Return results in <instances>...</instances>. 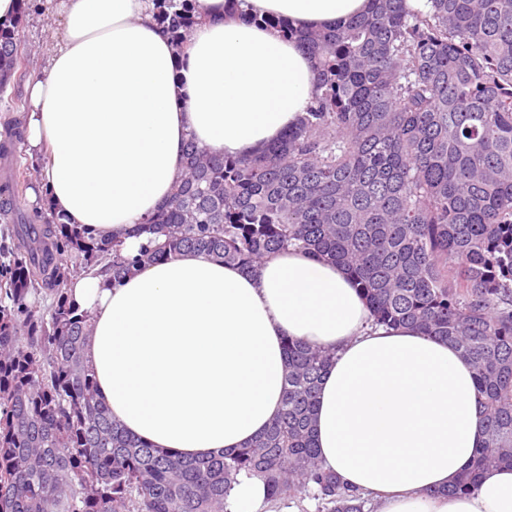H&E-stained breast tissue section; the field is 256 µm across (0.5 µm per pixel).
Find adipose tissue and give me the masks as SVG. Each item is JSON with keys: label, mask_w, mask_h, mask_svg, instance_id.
I'll return each mask as SVG.
<instances>
[{"label": "adipose tissue", "mask_w": 512, "mask_h": 512, "mask_svg": "<svg viewBox=\"0 0 512 512\" xmlns=\"http://www.w3.org/2000/svg\"><path fill=\"white\" fill-rule=\"evenodd\" d=\"M176 48L156 0H61L62 33L25 84L26 141L65 223L109 232L126 254L182 175L188 139L230 156L267 149L310 105L316 71L270 26H332L368 0H198ZM70 294L93 332L84 362L126 430L182 455L230 453L280 414L284 345L334 350L314 435L324 470L375 512H512V467L446 495L485 441L472 366L447 341L373 325L340 265L292 249L255 271L184 252L119 285L85 275ZM226 512H290L241 474Z\"/></svg>", "instance_id": "obj_1"}]
</instances>
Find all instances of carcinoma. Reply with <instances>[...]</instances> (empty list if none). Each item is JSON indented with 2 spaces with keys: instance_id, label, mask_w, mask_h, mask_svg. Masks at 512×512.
<instances>
[{
  "instance_id": "cac0c4a2",
  "label": "carcinoma",
  "mask_w": 512,
  "mask_h": 512,
  "mask_svg": "<svg viewBox=\"0 0 512 512\" xmlns=\"http://www.w3.org/2000/svg\"><path fill=\"white\" fill-rule=\"evenodd\" d=\"M0 27V96L25 77L24 19ZM173 40L197 0H164ZM317 69L299 124L262 155L187 140L183 176L133 233L136 256L60 217L40 215L4 266L0 292V512H224L245 472L285 498L312 487L326 512H363L318 461L313 415L333 353L285 345L280 415L231 454L185 457L126 431L83 362L91 335L68 295L95 267L121 283L180 252L255 268L290 246L349 272L374 322L448 341L471 362L485 446L450 495L486 469L512 466V0H371L321 30L276 22ZM21 138L0 135V155ZM27 186L0 184V216ZM52 298L39 313L28 294Z\"/></svg>"
}]
</instances>
